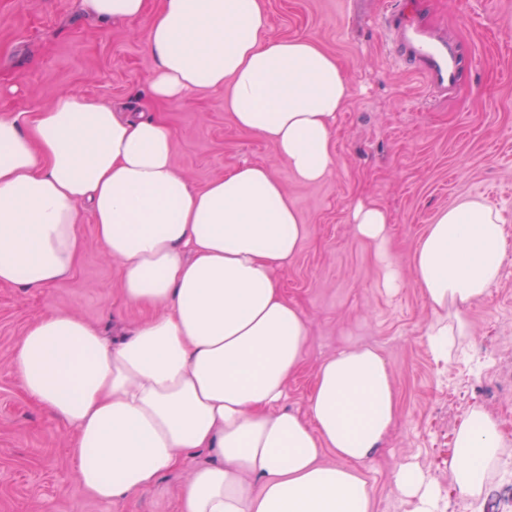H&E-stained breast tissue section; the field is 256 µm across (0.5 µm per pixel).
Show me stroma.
<instances>
[{
    "label": "stroma",
    "mask_w": 512,
    "mask_h": 512,
    "mask_svg": "<svg viewBox=\"0 0 512 512\" xmlns=\"http://www.w3.org/2000/svg\"><path fill=\"white\" fill-rule=\"evenodd\" d=\"M392 0H267L272 33L314 39L345 70L351 96L336 118V160L318 183L298 180L275 148L238 129L218 92L155 104L144 91L151 61L140 22L105 28L77 0H0V113L35 112L63 88L139 111L161 112L175 132L176 168L195 188L244 162L269 165L296 207L307 235L283 291L301 310L308 336L282 409L306 413L319 364L338 352L376 347L387 360L399 419L364 468L377 512H406L392 473L417 463L437 485V512H465L448 458L455 431L472 407L498 423L512 456V260L499 284L468 312L467 354L445 361L428 349L431 313L412 276L413 249L441 210L463 198L501 215L512 252V0H429L431 22L479 64L448 99L427 96L377 35ZM386 210L390 256L400 286L381 287V263L350 222L357 203ZM74 275L39 291L0 286V512H174L192 471L214 461L188 454L152 488L112 504L91 497L69 476L68 435L22 393L11 360L26 326L48 312H68L121 340L146 311L128 305L118 262L92 239Z\"/></svg>",
    "instance_id": "stroma-1"
}]
</instances>
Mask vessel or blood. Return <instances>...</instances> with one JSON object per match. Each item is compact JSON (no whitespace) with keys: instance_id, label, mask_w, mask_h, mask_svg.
Listing matches in <instances>:
<instances>
[{"instance_id":"vessel-or-blood-1","label":"vessel or blood","mask_w":512,"mask_h":512,"mask_svg":"<svg viewBox=\"0 0 512 512\" xmlns=\"http://www.w3.org/2000/svg\"><path fill=\"white\" fill-rule=\"evenodd\" d=\"M423 5L424 0H396L381 18L379 32L401 66L419 75L428 91L445 96L459 87L476 60L422 24Z\"/></svg>"}]
</instances>
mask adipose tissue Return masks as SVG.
Here are the masks:
<instances>
[{
	"label": "adipose tissue",
	"instance_id": "ef3b65f1",
	"mask_svg": "<svg viewBox=\"0 0 512 512\" xmlns=\"http://www.w3.org/2000/svg\"><path fill=\"white\" fill-rule=\"evenodd\" d=\"M80 6L104 26L144 22L150 100L223 92L234 125L273 145L299 180L332 169L346 74L315 41L272 35L266 0ZM174 144L164 118L73 90L32 115H0V284L68 280L86 247L82 204L121 263L125 300L155 312L117 345L75 315L39 317L13 355L22 391L72 429L71 474L101 502L152 487L207 448L217 460L181 487L177 512H376L362 468L398 417L386 359L370 346L341 352L319 366L307 414L279 409L307 327L278 273L307 228L268 166L245 163L198 189L176 169ZM352 222L375 244L384 286L397 287L388 213L361 203ZM506 245L499 214L474 199L441 211L416 244L437 358L470 335L466 313L498 284ZM502 446L484 409L463 417L448 460L461 495L482 490ZM393 485L408 512H436L439 491L418 464H399Z\"/></svg>",
	"mask_w": 512,
	"mask_h": 512
}]
</instances>
